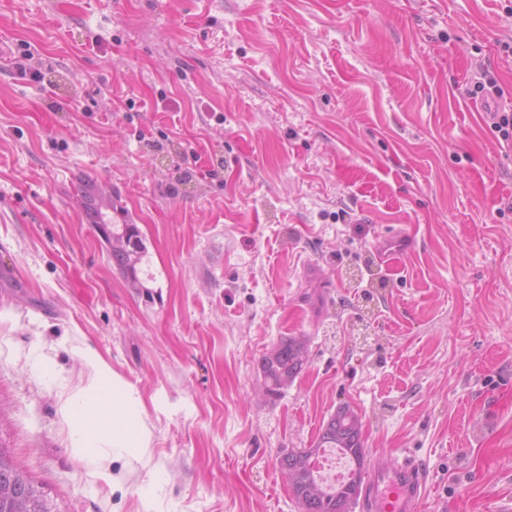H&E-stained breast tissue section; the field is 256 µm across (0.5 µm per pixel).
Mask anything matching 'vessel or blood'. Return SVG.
<instances>
[{
  "label": "vessel or blood",
  "mask_w": 512,
  "mask_h": 512,
  "mask_svg": "<svg viewBox=\"0 0 512 512\" xmlns=\"http://www.w3.org/2000/svg\"><path fill=\"white\" fill-rule=\"evenodd\" d=\"M426 483V470L419 460L395 458L368 478L359 503L361 512H417Z\"/></svg>",
  "instance_id": "obj_1"
}]
</instances>
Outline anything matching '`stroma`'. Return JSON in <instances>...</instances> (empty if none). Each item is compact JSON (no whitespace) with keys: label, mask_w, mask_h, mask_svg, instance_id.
<instances>
[{"label":"stroma","mask_w":512,"mask_h":512,"mask_svg":"<svg viewBox=\"0 0 512 512\" xmlns=\"http://www.w3.org/2000/svg\"><path fill=\"white\" fill-rule=\"evenodd\" d=\"M511 41L512 0H0V447L58 512H301L276 457L344 404L425 464L420 512L512 502V157L465 93L489 61L512 96ZM88 349L146 455L73 447ZM91 206L94 225L107 243L118 269L135 288L142 287L138 274L147 255V246L137 224H130L128 219H123L122 224H107L101 211L93 204ZM279 349L275 356L264 355L259 364V373L263 379L264 393L268 396L281 394L288 379L295 380L304 370L308 361L306 340L302 338L287 337L279 342ZM306 346L303 356L301 347Z\"/></svg>","instance_id":"35a3bbf8"}]
</instances>
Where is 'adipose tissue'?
Masks as SVG:
<instances>
[{"mask_svg":"<svg viewBox=\"0 0 512 512\" xmlns=\"http://www.w3.org/2000/svg\"><path fill=\"white\" fill-rule=\"evenodd\" d=\"M91 364L92 379L66 405L75 447L91 451L106 444L128 456H144L151 435L141 419L139 398L103 361L95 358Z\"/></svg>","mask_w":512,"mask_h":512,"instance_id":"ef3b65f1","label":"adipose tissue"}]
</instances>
